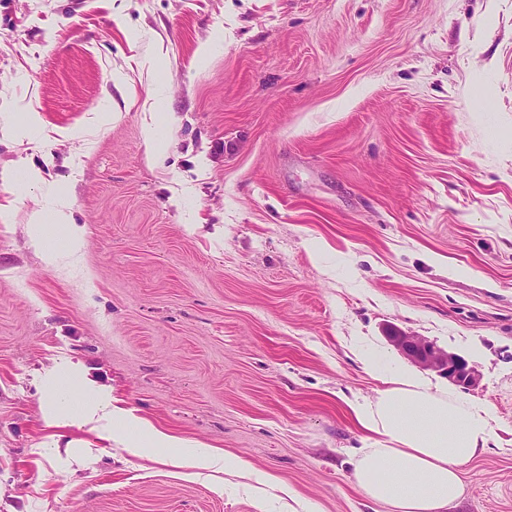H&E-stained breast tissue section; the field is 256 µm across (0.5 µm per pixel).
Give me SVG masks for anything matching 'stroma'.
<instances>
[{
  "label": "stroma",
  "mask_w": 512,
  "mask_h": 512,
  "mask_svg": "<svg viewBox=\"0 0 512 512\" xmlns=\"http://www.w3.org/2000/svg\"><path fill=\"white\" fill-rule=\"evenodd\" d=\"M1 107L0 512H375L347 402L392 326L481 373L429 375L494 418L451 512H512V0H0ZM66 358L275 485L46 426ZM53 202L49 208L34 210L30 215L28 224L32 243L40 251L43 263L46 266L56 265L61 259V253L49 244L53 230L62 232L68 251L76 254L83 247L84 226L74 224L67 195L61 188L52 192ZM51 218L55 224H45Z\"/></svg>",
  "instance_id": "obj_1"
}]
</instances>
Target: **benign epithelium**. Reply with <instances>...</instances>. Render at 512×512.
<instances>
[{
    "instance_id": "benign-epithelium-1",
    "label": "benign epithelium",
    "mask_w": 512,
    "mask_h": 512,
    "mask_svg": "<svg viewBox=\"0 0 512 512\" xmlns=\"http://www.w3.org/2000/svg\"><path fill=\"white\" fill-rule=\"evenodd\" d=\"M387 340L410 362L422 369L434 371L458 386L468 388L479 381V371L466 359L434 345L421 336L400 329H391L387 333Z\"/></svg>"
}]
</instances>
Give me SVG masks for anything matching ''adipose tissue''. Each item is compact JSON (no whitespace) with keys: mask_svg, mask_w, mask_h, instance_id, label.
I'll return each mask as SVG.
<instances>
[{"mask_svg":"<svg viewBox=\"0 0 512 512\" xmlns=\"http://www.w3.org/2000/svg\"><path fill=\"white\" fill-rule=\"evenodd\" d=\"M52 195L51 206L33 211L28 224L31 240L48 266L61 258L49 243L53 231L62 232L72 254L84 241V227L73 222L66 193L57 188ZM364 365L381 376L385 386L376 398L350 403L367 441L354 462L356 486L370 502L386 505L389 512H449L463 493L461 466L489 445V410L434 388L412 368L389 365L383 354H368ZM42 400L47 424L89 427L101 439L126 442L133 454H141L146 446L172 448L180 465L210 468L224 462L216 452H179L178 439L113 405L111 394L104 390L93 389L90 399L66 413L58 406L55 386L45 387ZM129 427L141 433V440L127 437Z\"/></svg>","mask_w":512,"mask_h":512,"instance_id":"obj_1","label":"adipose tissue"}]
</instances>
